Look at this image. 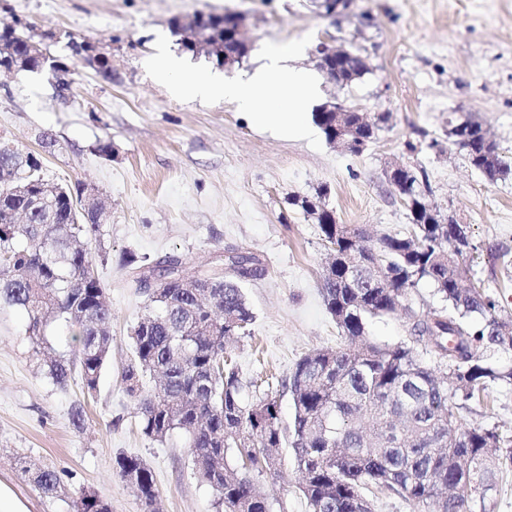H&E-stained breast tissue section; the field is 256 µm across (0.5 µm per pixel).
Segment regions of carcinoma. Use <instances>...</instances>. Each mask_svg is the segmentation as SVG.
<instances>
[{
  "instance_id": "cac0c4a2",
  "label": "carcinoma",
  "mask_w": 512,
  "mask_h": 512,
  "mask_svg": "<svg viewBox=\"0 0 512 512\" xmlns=\"http://www.w3.org/2000/svg\"><path fill=\"white\" fill-rule=\"evenodd\" d=\"M211 61L224 66V30L201 24ZM0 38L12 53L0 69L40 71L47 58L32 38L0 22ZM448 138L492 181L512 169L481 125L448 122ZM37 156L0 162V304L20 310L28 321L32 356L60 388L78 380L96 390L112 349V307L96 272L101 255L91 241L101 224L79 210L84 184L46 180ZM400 195L425 202L430 184L413 168ZM330 251L344 257L322 276L326 308L348 344L316 349L277 380L275 390L246 381L227 356L226 341L251 334L253 312L232 274H215L220 288L199 293L179 281L147 294L146 310L131 332V350L121 381L133 402L143 434L164 441L178 431L198 479L215 494L217 512H274L259 478L278 475L292 449L309 512H365L380 495L431 512H494L499 473L512 468V433L468 427L461 409L491 385H512V321L495 314V302L472 282L467 252L451 251L452 225L442 214L411 210L404 235H383L369 244L356 225L324 224ZM388 273L371 286L367 263ZM136 282L153 274L183 271L170 257L152 264L132 256ZM426 282L442 307L417 314L413 288ZM402 312L409 338L377 344L367 334L371 319ZM437 364L433 369L426 359ZM290 394L293 416L283 423L279 397ZM35 487L55 495L61 484L51 468L32 470ZM122 479L146 506L156 498L151 469L135 457L117 460ZM73 512H112L108 502L85 493Z\"/></svg>"
}]
</instances>
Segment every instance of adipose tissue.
<instances>
[{"mask_svg":"<svg viewBox=\"0 0 512 512\" xmlns=\"http://www.w3.org/2000/svg\"><path fill=\"white\" fill-rule=\"evenodd\" d=\"M295 49L269 48L266 62L250 77L218 81L205 73L183 77L175 58L159 53L151 62L157 77L175 84L193 98L221 99L236 104L259 129L288 138L306 136L305 110L318 92L317 80L293 66Z\"/></svg>","mask_w":512,"mask_h":512,"instance_id":"1","label":"adipose tissue"}]
</instances>
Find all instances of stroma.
Returning <instances> with one entry per match:
<instances>
[{
	"mask_svg": "<svg viewBox=\"0 0 512 512\" xmlns=\"http://www.w3.org/2000/svg\"><path fill=\"white\" fill-rule=\"evenodd\" d=\"M227 11L242 16L253 44L235 77L260 67L271 46L298 47L295 63L310 71L322 42L362 55L364 76L347 86L320 79L319 100L361 108L377 126L374 141L354 155L318 128L286 139L256 129L234 105L182 96L155 76L147 60L160 43L182 55L188 73H216L205 55L182 53L170 23ZM0 20L67 64L71 81L62 97L49 70L0 73V139L39 154L46 180L97 188L109 211L101 245L112 253L98 269L112 305V360L94 393L77 382L54 387L32 356L22 314L0 307V485L27 512H73L87 492L112 512H145L118 474L121 456L149 465L158 512H216L184 438L146 437L123 390L130 329L145 303L121 264L126 254L177 256L204 269L227 251L256 256L266 273L242 285L252 335L233 343L232 355L243 378L286 377L305 354L342 342L321 294L323 236L292 199L323 189L338 223L403 232L410 208L387 180L398 162L425 169L428 203L468 227L471 278L512 320V173L488 181L448 137L449 118L468 117L512 163V0H353L335 16L312 0H0ZM74 41L105 55L109 73L73 56ZM46 137L52 146H43ZM104 141L111 156L96 150ZM77 401L87 411L80 430L70 422ZM467 416L512 430V388H490L484 402H469ZM19 455L60 472L56 496L34 487ZM262 486L287 512H307L293 464Z\"/></svg>",
	"mask_w": 512,
	"mask_h": 512,
	"instance_id": "1",
	"label": "stroma"
}]
</instances>
